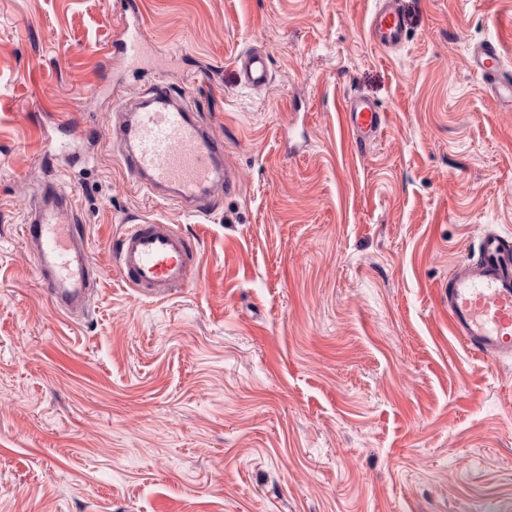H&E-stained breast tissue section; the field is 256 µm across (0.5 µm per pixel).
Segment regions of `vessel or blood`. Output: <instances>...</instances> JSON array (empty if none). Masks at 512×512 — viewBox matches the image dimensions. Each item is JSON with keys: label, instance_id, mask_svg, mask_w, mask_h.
<instances>
[{"label": "vessel or blood", "instance_id": "1", "mask_svg": "<svg viewBox=\"0 0 512 512\" xmlns=\"http://www.w3.org/2000/svg\"><path fill=\"white\" fill-rule=\"evenodd\" d=\"M125 29L112 44L113 57L137 66L150 52L151 37L139 0H121ZM370 41L384 50L402 46L409 28L397 0H378L368 20ZM241 80L259 90L269 82V60L247 51L235 59ZM470 67L485 80L503 105H512V73L505 71L495 43L476 46ZM110 95L123 115L113 126L117 147L133 185L144 194L168 193L188 212L204 215L219 196L237 193L240 182L224 163V142L213 136L170 88L153 84L149 105L132 103L120 84ZM343 125L357 149L374 143L387 116L370 98L344 96ZM74 203L57 187H50L43 202L29 214L21 233L30 251L40 285L57 312L68 317L86 313L101 280L93 261L85 228L74 223ZM113 269L141 297L164 300L189 287L200 264V248L175 225L141 219L129 225L112 246ZM439 292L448 310L452 336L478 356H512V237L486 233L477 253L457 263Z\"/></svg>", "mask_w": 512, "mask_h": 512}]
</instances>
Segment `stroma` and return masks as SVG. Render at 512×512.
<instances>
[{"label":"stroma","mask_w":512,"mask_h":512,"mask_svg":"<svg viewBox=\"0 0 512 512\" xmlns=\"http://www.w3.org/2000/svg\"><path fill=\"white\" fill-rule=\"evenodd\" d=\"M141 0L154 56L113 63L118 0H0V512H512V357H472L438 287L512 234V109L468 51L512 70V0ZM263 50L271 80L240 81ZM161 81L224 141L241 191L192 217L136 190L109 134ZM387 113L358 151L344 94ZM77 133L54 154L59 116ZM72 196L103 269L57 314L20 239L30 194ZM201 246L147 300L112 272L127 221ZM405 13L396 0H379L368 20L367 35L370 41L384 50L402 46L409 36ZM470 67L485 80L501 105H512V73L505 72L497 46L493 42L476 46L469 56ZM240 79L253 89L259 90L269 82V60L267 56L257 51H246L235 59Z\"/></svg>","instance_id":"stroma-1"}]
</instances>
